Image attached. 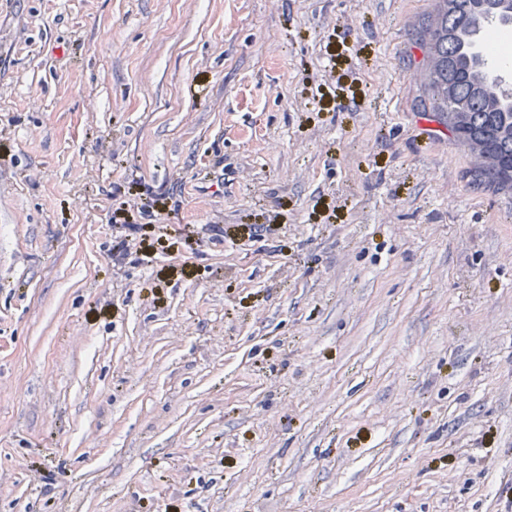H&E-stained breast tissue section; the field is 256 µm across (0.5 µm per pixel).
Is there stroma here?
<instances>
[{"mask_svg":"<svg viewBox=\"0 0 512 512\" xmlns=\"http://www.w3.org/2000/svg\"><path fill=\"white\" fill-rule=\"evenodd\" d=\"M436 6L0 0V512H512V195L418 108ZM120 210V209H118ZM114 211L112 213V227L115 229H118V231L121 233L119 237L120 238L118 245L120 248L128 249L130 248V242H132L133 246H139L141 248V244L143 242V235L146 233H143L144 226H134L129 223V218L126 212L124 211ZM127 230L129 231V234H127Z\"/></svg>","mask_w":512,"mask_h":512,"instance_id":"1","label":"stroma"}]
</instances>
